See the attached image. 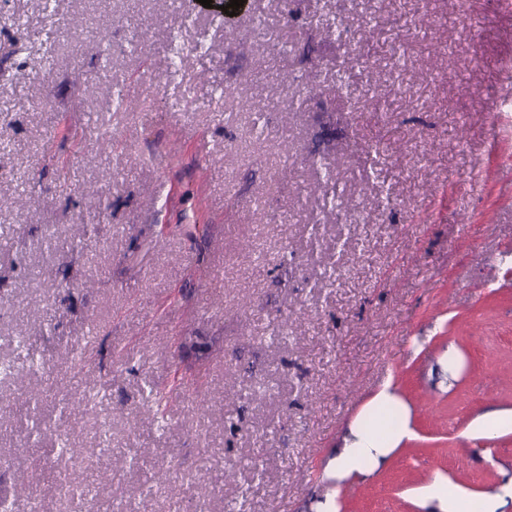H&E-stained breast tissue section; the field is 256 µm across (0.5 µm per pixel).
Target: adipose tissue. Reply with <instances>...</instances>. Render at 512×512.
<instances>
[{
  "label": "adipose tissue",
  "mask_w": 512,
  "mask_h": 512,
  "mask_svg": "<svg viewBox=\"0 0 512 512\" xmlns=\"http://www.w3.org/2000/svg\"><path fill=\"white\" fill-rule=\"evenodd\" d=\"M400 398L390 385H383L367 405L371 421L354 420L343 436L340 449L328 466L329 477L342 480L377 466L382 457L411 435L407 418L391 423L389 411L401 408Z\"/></svg>",
  "instance_id": "obj_1"
}]
</instances>
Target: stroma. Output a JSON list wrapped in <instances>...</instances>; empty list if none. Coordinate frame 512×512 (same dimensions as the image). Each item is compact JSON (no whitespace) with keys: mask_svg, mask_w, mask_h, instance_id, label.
<instances>
[{"mask_svg":"<svg viewBox=\"0 0 512 512\" xmlns=\"http://www.w3.org/2000/svg\"><path fill=\"white\" fill-rule=\"evenodd\" d=\"M55 7L47 74L40 0H0L10 512L36 460L41 484L94 482L86 512H318L329 492L337 512H428L433 481L479 500L511 480L512 430L474 422L512 412V0H247L226 26L199 0ZM119 91L135 109L115 111ZM385 381L413 435L335 483ZM33 418L79 455L29 444Z\"/></svg>","mask_w":512,"mask_h":512,"instance_id":"35a3bbf8","label":"stroma"}]
</instances>
